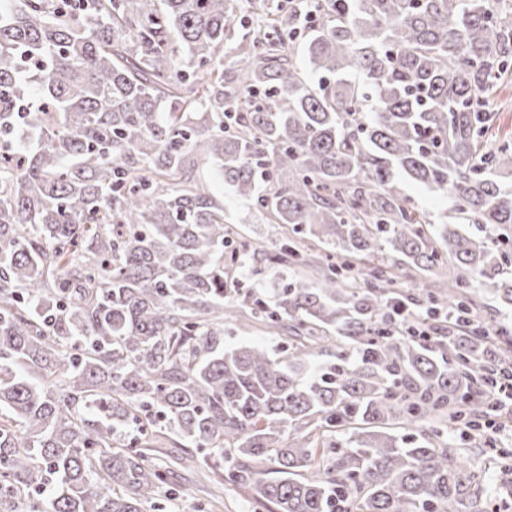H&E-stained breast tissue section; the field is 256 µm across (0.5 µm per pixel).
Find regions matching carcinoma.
Returning <instances> with one entry per match:
<instances>
[{
	"label": "carcinoma",
	"mask_w": 512,
	"mask_h": 512,
	"mask_svg": "<svg viewBox=\"0 0 512 512\" xmlns=\"http://www.w3.org/2000/svg\"><path fill=\"white\" fill-rule=\"evenodd\" d=\"M242 2L0 0V512H146L185 460L270 512H487L448 427L512 365L473 292L512 309V0L263 2L226 68ZM237 301L282 356L224 345ZM492 109L495 112L494 125L489 132L493 143L512 141V81L499 86ZM403 192L409 195L419 209L425 211L435 225L446 224L451 208V202L446 197H438L424 187L405 178H399ZM214 195L224 201V221L233 224L246 239L261 245L264 249H273L281 238L282 225L268 224L267 214L242 199H239L224 184L214 182L211 185Z\"/></svg>",
	"instance_id": "obj_1"
}]
</instances>
